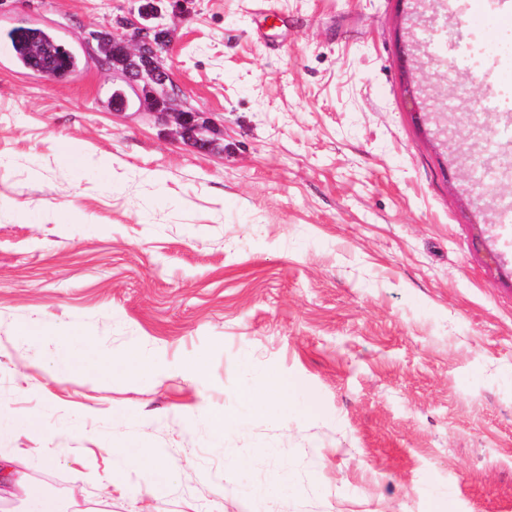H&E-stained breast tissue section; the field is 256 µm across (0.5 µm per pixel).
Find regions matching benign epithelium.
Instances as JSON below:
<instances>
[{"mask_svg":"<svg viewBox=\"0 0 512 512\" xmlns=\"http://www.w3.org/2000/svg\"><path fill=\"white\" fill-rule=\"evenodd\" d=\"M155 7H143L138 15L121 17V32L112 35V47L125 58L122 68H112V82L133 94L139 107L155 120L172 127V133L201 150L217 148V129L202 113L179 107L181 90L173 82L171 67L162 56L169 31L145 23Z\"/></svg>","mask_w":512,"mask_h":512,"instance_id":"7a95c632","label":"benign epithelium"}]
</instances>
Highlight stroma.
<instances>
[{
    "mask_svg": "<svg viewBox=\"0 0 512 512\" xmlns=\"http://www.w3.org/2000/svg\"><path fill=\"white\" fill-rule=\"evenodd\" d=\"M144 2L0 0V40L86 59L59 81L0 57V405L42 425L0 448L98 512H512V180L470 148L512 143L494 22L154 0L205 152L105 104L92 35ZM269 377L295 395L247 406Z\"/></svg>",
    "mask_w": 512,
    "mask_h": 512,
    "instance_id": "1",
    "label": "stroma"
}]
</instances>
